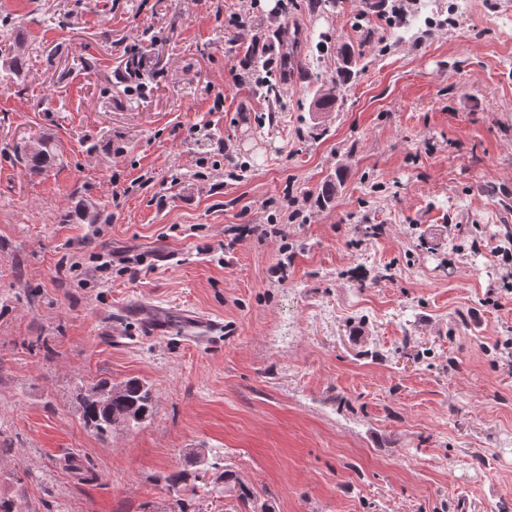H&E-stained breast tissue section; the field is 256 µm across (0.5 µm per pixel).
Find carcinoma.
<instances>
[{
    "label": "carcinoma",
    "instance_id": "obj_1",
    "mask_svg": "<svg viewBox=\"0 0 512 512\" xmlns=\"http://www.w3.org/2000/svg\"><path fill=\"white\" fill-rule=\"evenodd\" d=\"M339 65L334 75L326 81L328 87L319 91L312 103L314 112H330L338 106L340 94L354 77L355 48L344 42L336 48ZM57 157L54 144L42 140L20 155L24 165L39 171L47 167ZM343 183L341 173H336V181L325 183L317 194L318 203L329 204L337 195ZM82 416L97 433L104 435L113 429L137 428L145 423L152 412V396L147 384L138 378L123 382L104 381L91 387L81 397Z\"/></svg>",
    "mask_w": 512,
    "mask_h": 512
}]
</instances>
